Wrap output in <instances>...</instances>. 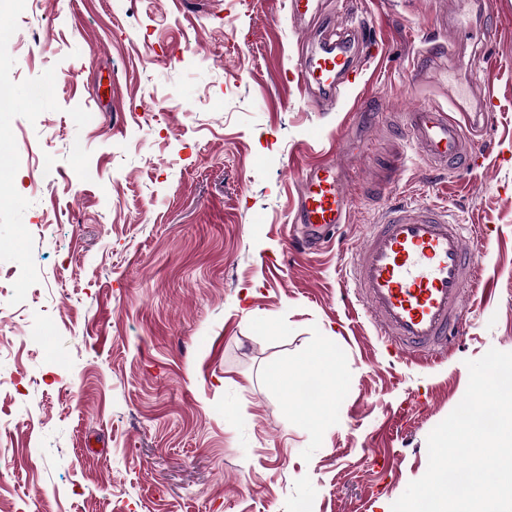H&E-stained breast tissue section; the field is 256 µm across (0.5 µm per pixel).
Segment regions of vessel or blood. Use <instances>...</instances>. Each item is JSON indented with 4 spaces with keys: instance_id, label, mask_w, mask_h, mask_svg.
<instances>
[{
    "instance_id": "b4317fda",
    "label": "vessel or blood",
    "mask_w": 512,
    "mask_h": 512,
    "mask_svg": "<svg viewBox=\"0 0 512 512\" xmlns=\"http://www.w3.org/2000/svg\"><path fill=\"white\" fill-rule=\"evenodd\" d=\"M324 29L318 46L302 48L295 77L317 102L332 106L340 88L360 84L362 71L353 60L355 35L332 21ZM448 30L456 39L472 35L467 0H458ZM499 69L496 59L483 57L485 89L478 111H469L459 94L452 93L450 109L428 105L408 112L399 132L402 148L417 149L437 170H473L479 155L470 132L496 110L489 83ZM348 183V173L334 156L303 169L293 217L301 230L290 240V249L319 251L335 228L348 223ZM478 231L476 225L451 218L448 210L402 203L385 208L379 221L369 225L361 248L345 250L343 276L393 357L425 362L446 358L464 330L461 300L478 286L481 258L472 243Z\"/></svg>"
}]
</instances>
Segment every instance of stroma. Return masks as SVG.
<instances>
[{
  "label": "stroma",
  "instance_id": "1",
  "mask_svg": "<svg viewBox=\"0 0 512 512\" xmlns=\"http://www.w3.org/2000/svg\"><path fill=\"white\" fill-rule=\"evenodd\" d=\"M454 2L324 0L378 43L329 112L289 78L319 33L287 0L0 15V512H391L425 474L467 361L512 352V0H471L498 34L458 47ZM483 53L503 67L482 169L453 178L414 153L382 186L391 122L447 106L452 81L478 104ZM346 134L349 247L398 202L484 228L492 293L465 294L443 363L388 354L345 300L336 244L289 248L298 175ZM325 345L339 387L303 403L301 365Z\"/></svg>",
  "mask_w": 512,
  "mask_h": 512
}]
</instances>
